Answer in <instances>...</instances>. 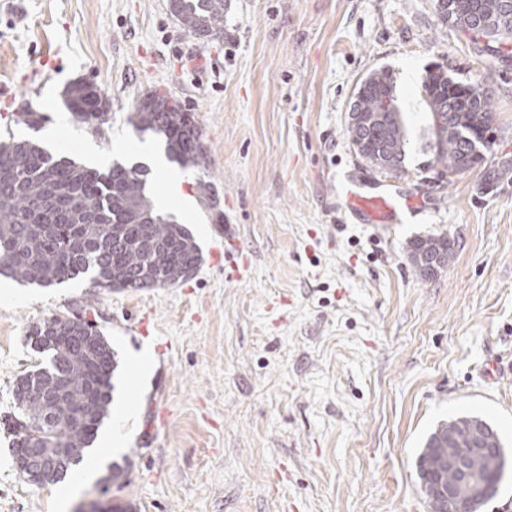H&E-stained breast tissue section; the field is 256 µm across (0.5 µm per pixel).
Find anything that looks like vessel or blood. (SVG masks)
Here are the masks:
<instances>
[{
    "mask_svg": "<svg viewBox=\"0 0 512 512\" xmlns=\"http://www.w3.org/2000/svg\"><path fill=\"white\" fill-rule=\"evenodd\" d=\"M347 211L365 224H393L400 213L415 210L412 198L389 191H370L352 180L345 193Z\"/></svg>",
    "mask_w": 512,
    "mask_h": 512,
    "instance_id": "vessel-or-blood-1",
    "label": "vessel or blood"
}]
</instances>
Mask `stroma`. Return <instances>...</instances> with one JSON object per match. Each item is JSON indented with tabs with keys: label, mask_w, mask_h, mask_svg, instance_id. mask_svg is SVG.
I'll list each match as a JSON object with an SVG mask.
<instances>
[{
	"label": "stroma",
	"mask_w": 512,
	"mask_h": 512,
	"mask_svg": "<svg viewBox=\"0 0 512 512\" xmlns=\"http://www.w3.org/2000/svg\"><path fill=\"white\" fill-rule=\"evenodd\" d=\"M491 95L500 139L451 175L425 145L428 67ZM387 70L411 148L386 174L347 135L354 93ZM77 80L112 104L102 132L76 123ZM193 112L203 167L166 163L147 188L202 251L172 288L50 287L0 275V512H429L416 459L435 425L478 414L512 446V59L481 56L435 0H224V36L184 29L166 0H0V138L35 136L86 166H127L163 137L130 117L152 88ZM32 105L39 132L15 125ZM420 207L396 224L343 211L351 178ZM208 182L201 193L200 182ZM453 239L422 278L407 244ZM84 311L115 355L107 419L112 483L31 484L12 457L17 379L49 354L31 326ZM150 315L148 334L133 332ZM165 410L157 433L151 408Z\"/></svg>",
	"instance_id": "obj_1"
}]
</instances>
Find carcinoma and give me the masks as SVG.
<instances>
[{"label":"carcinoma","instance_id":"obj_1","mask_svg":"<svg viewBox=\"0 0 512 512\" xmlns=\"http://www.w3.org/2000/svg\"><path fill=\"white\" fill-rule=\"evenodd\" d=\"M500 0H454L452 17L443 24L460 30L479 15L499 10ZM170 13L196 35H224V0H168ZM367 91L355 97L351 111L360 121L349 125L355 152L386 172L405 169L407 134L395 96L392 76L377 70L367 78ZM469 83L448 75L439 65L427 70L423 101L432 114V138L426 144L431 161L450 174L468 171L471 148L466 137L477 138L478 128L493 129L490 95L465 104ZM64 101L73 118L102 130L110 105L92 83H74ZM133 124L166 139L167 156L182 167L204 165L205 151L192 113L172 94L158 88L143 94L135 105ZM148 170L114 164L101 172L65 158H56L31 140L0 143V274L18 282L50 286L89 272L95 288L139 290L169 288L190 279L201 264L200 249L188 227L158 213L149 200ZM148 213L154 222L138 218ZM408 248L413 258L447 253L455 247L448 237L415 238ZM87 321L59 328L45 320L28 335L38 353L52 352L51 364L23 374L16 382L18 415L14 454L31 448H66L81 458L96 438L111 405L114 352L103 331ZM483 426L491 446L500 454L477 466L482 490L473 493L457 473L440 463L448 442L467 444L473 425ZM512 465V450L486 419L465 414L440 422L417 458L420 491L430 499L436 479L456 486V501L464 512L480 509L499 492L504 471Z\"/></svg>","mask_w":512,"mask_h":512}]
</instances>
